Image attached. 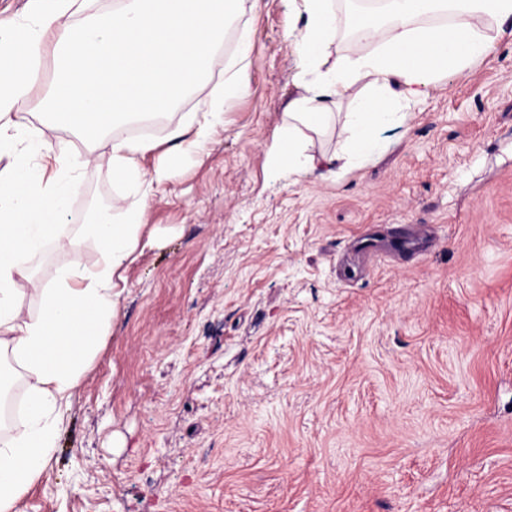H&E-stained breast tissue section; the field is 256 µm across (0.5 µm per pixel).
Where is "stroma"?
Returning a JSON list of instances; mask_svg holds the SVG:
<instances>
[{
	"label": "stroma",
	"mask_w": 512,
	"mask_h": 512,
	"mask_svg": "<svg viewBox=\"0 0 512 512\" xmlns=\"http://www.w3.org/2000/svg\"><path fill=\"white\" fill-rule=\"evenodd\" d=\"M296 0L244 7L247 91L169 163L112 334L23 512H512V40L340 174L273 170ZM232 37L162 138L209 108ZM51 60L16 108L43 123ZM67 224L130 198L108 144Z\"/></svg>",
	"instance_id": "1"
}]
</instances>
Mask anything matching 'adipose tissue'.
<instances>
[{
  "label": "adipose tissue",
  "instance_id": "adipose-tissue-1",
  "mask_svg": "<svg viewBox=\"0 0 512 512\" xmlns=\"http://www.w3.org/2000/svg\"><path fill=\"white\" fill-rule=\"evenodd\" d=\"M77 3L34 0V25L0 26V144L17 150L12 172L0 176V363L12 365L22 388L18 416L0 417V512H20L42 477L57 448L62 411L112 333L117 281L137 258L153 187L165 174L160 167L146 178L140 158L162 143L171 159L201 149L217 115L204 112L169 126L160 141L110 139L112 173L137 199L96 208L73 234L65 217L78 174L110 130L168 111L185 97L214 61L243 0H119L112 12L76 24ZM332 3L301 0L295 30L303 91L288 105L287 128L268 148L275 167L329 171L338 158L361 159L400 106L418 102L431 85L462 74L512 36V0H386L345 15ZM346 30L358 52L327 64L328 46ZM236 37L237 56L224 69L218 102L246 89L252 36L243 28ZM46 55L56 69L46 114L74 130L85 153L63 139L33 138L16 112ZM344 101L341 155L310 152ZM33 158L41 161L35 173ZM87 240L102 256L93 265L83 258ZM48 248L67 260L44 282L33 261ZM27 294L39 301L36 314L22 310Z\"/></svg>",
  "mask_w": 512,
  "mask_h": 512
}]
</instances>
